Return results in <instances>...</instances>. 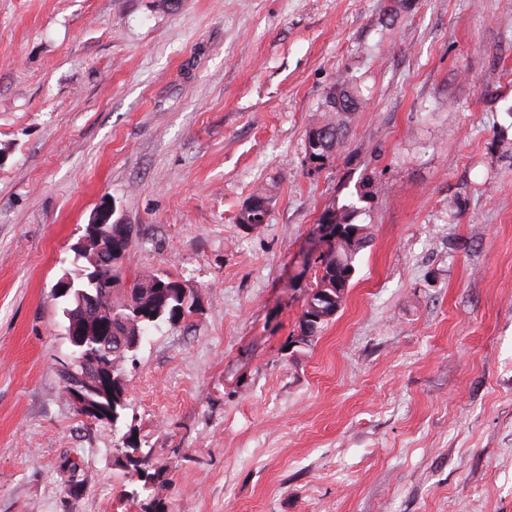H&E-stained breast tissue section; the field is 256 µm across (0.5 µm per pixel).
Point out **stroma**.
Masks as SVG:
<instances>
[{
    "mask_svg": "<svg viewBox=\"0 0 512 512\" xmlns=\"http://www.w3.org/2000/svg\"><path fill=\"white\" fill-rule=\"evenodd\" d=\"M387 4L0 0V512H512V0ZM342 71L365 103L314 174ZM366 179L373 239L298 344L303 256ZM97 222L137 228L125 280L195 297L121 363L114 425L57 372ZM129 437L161 472L138 496ZM336 93V108L331 106L330 109L324 108V105L330 107L329 97ZM354 98L356 107L351 112H341L338 107L344 111L343 101H348ZM363 93L358 79L349 73H342L338 76L337 80L331 84L324 92L322 101L318 107L319 114L312 120L305 131L304 136V152L307 158L306 163L311 173H319L327 165L334 162L336 151L341 142L345 139L349 127L350 116L360 109L363 103ZM315 131L319 134V148L315 149L312 141L311 133ZM322 132H326L324 139L321 136ZM313 148V151L309 148ZM309 148V149H308ZM308 149V151H307ZM326 149H333L334 154H329V164L325 157L318 156L323 154Z\"/></svg>",
    "mask_w": 512,
    "mask_h": 512,
    "instance_id": "35a3bbf8",
    "label": "stroma"
}]
</instances>
